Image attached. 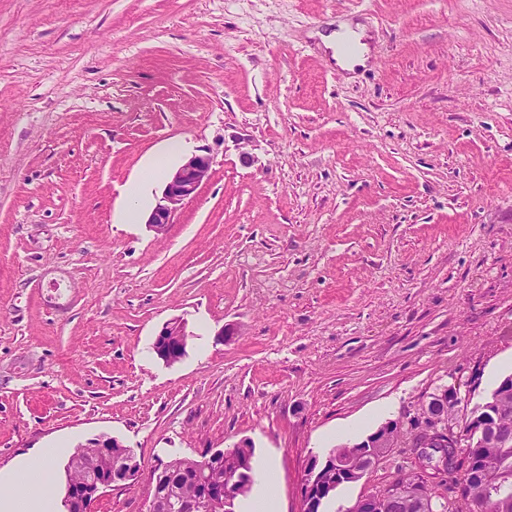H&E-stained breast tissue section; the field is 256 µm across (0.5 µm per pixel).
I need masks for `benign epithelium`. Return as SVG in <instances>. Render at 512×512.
<instances>
[{
    "label": "benign epithelium",
    "mask_w": 512,
    "mask_h": 512,
    "mask_svg": "<svg viewBox=\"0 0 512 512\" xmlns=\"http://www.w3.org/2000/svg\"><path fill=\"white\" fill-rule=\"evenodd\" d=\"M213 160L208 155L195 154L187 159L168 177L162 196L149 214L146 224L156 232H163L172 223L173 216L188 200L194 198L201 185L211 175ZM189 333L186 322L175 317L165 322L156 335L153 350L166 365L180 362L187 353ZM462 403L456 386L444 387L433 393L424 411L432 421L420 429L406 427L400 421H390L380 426L366 439L349 445L352 455H333L326 460L335 467L336 481L324 483L319 478V460L309 463L302 487L303 512H323L324 506L336 497L343 485L360 481L378 460L389 455L394 448H408L412 462L424 479L429 491L416 486L405 487L393 480L386 486L361 496L355 512H386L392 499L409 494L422 498L428 512H436L442 498L448 496L444 489L448 460L445 454L435 456L434 448H466L470 441L450 431L448 413H456ZM481 429L491 433L501 444L512 445V431L484 418ZM186 469L193 475L196 492L181 495L174 505L167 504L158 494L161 479L168 468V460L160 458L148 474L152 493L145 502L144 512H210L213 501L224 497L223 482L211 477L224 461V450L211 449L200 458L183 457ZM85 469L93 477L71 479L67 485L68 512H93L94 504L106 491L133 484L141 477V466L133 449L116 437L99 436L79 446L73 457L71 469ZM492 497L507 506L512 503V481L506 478H486Z\"/></svg>",
    "instance_id": "7a95c632"
}]
</instances>
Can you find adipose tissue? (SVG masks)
I'll return each instance as SVG.
<instances>
[{
  "instance_id": "ef3b65f1",
  "label": "adipose tissue",
  "mask_w": 512,
  "mask_h": 512,
  "mask_svg": "<svg viewBox=\"0 0 512 512\" xmlns=\"http://www.w3.org/2000/svg\"><path fill=\"white\" fill-rule=\"evenodd\" d=\"M71 453L66 445L42 448L0 468V512H60L61 501L48 485Z\"/></svg>"
}]
</instances>
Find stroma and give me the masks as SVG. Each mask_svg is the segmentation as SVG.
Returning <instances> with one entry per match:
<instances>
[{"label":"stroma","mask_w":512,"mask_h":512,"mask_svg":"<svg viewBox=\"0 0 512 512\" xmlns=\"http://www.w3.org/2000/svg\"><path fill=\"white\" fill-rule=\"evenodd\" d=\"M178 141L210 178L165 232L124 223ZM511 374L512 0H0V467L249 442L301 512L311 455ZM338 26L332 34L322 36L325 45L332 49V57L336 60V64L345 70L353 71L352 65H346L344 62L347 60V56L343 53L342 47L345 41H351L355 46L356 56L354 60L357 64L365 66L369 58L368 48L366 43L362 42L363 32L355 31L352 25L348 21H340L337 23ZM189 336L184 319L172 318L163 324L156 335L153 350L164 364L173 365L185 357Z\"/></svg>","instance_id":"obj_1"}]
</instances>
